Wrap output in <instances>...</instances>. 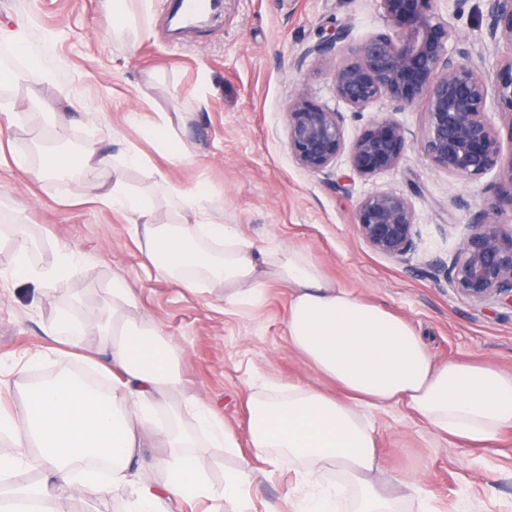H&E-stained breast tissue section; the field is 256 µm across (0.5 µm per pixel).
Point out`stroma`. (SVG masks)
Segmentation results:
<instances>
[{
    "instance_id": "obj_1",
    "label": "stroma",
    "mask_w": 512,
    "mask_h": 512,
    "mask_svg": "<svg viewBox=\"0 0 512 512\" xmlns=\"http://www.w3.org/2000/svg\"><path fill=\"white\" fill-rule=\"evenodd\" d=\"M166 4L152 0L151 28L129 47L113 38L99 0H0L1 26L33 19L30 51L38 52L45 31L58 35L53 51L37 59L36 73L0 94V217L27 226L37 264H55L65 248L81 258L80 274L45 298L8 277L13 255L0 248V407L20 411L22 388L37 374L83 367L77 352L56 349L43 327L62 309L82 322L95 318L116 275L134 288L138 316L159 325L175 347L186 390L237 434L241 454L206 451L214 485L250 457L247 400L264 383L338 391L289 347L284 286H270L261 305L225 312L223 289L189 291L150 276L123 214L89 201L82 179L40 180L15 168L16 154L41 163L36 133L21 114L42 100L71 113L55 131L59 143L93 138L110 154L135 143L168 180L210 191L220 221L258 244L301 248L326 278L408 320L435 361L471 359L512 372V308L474 306L447 277L460 238L499 185L497 172L465 179L435 167L420 149L424 100L401 111L385 99L348 111L336 96L332 67L307 54L335 29L351 27L358 38L382 29L379 0H224L220 16L180 43L169 38ZM437 6L486 71L512 52L484 42V0ZM45 71L54 74V86L42 83ZM300 91L343 112L349 141L374 118L399 122L411 141L400 165L364 175L343 155L327 175L298 167L284 112ZM159 111L194 115L185 133L191 154L182 162L159 153L146 132ZM379 191L406 196L414 210L417 236L406 259L374 252L354 226L360 200ZM367 416L383 467L417 478L436 512H512V429L489 453L429 429L402 407ZM251 465L261 475L250 489V512H289L292 463L282 462L270 478L262 475L264 461Z\"/></svg>"
}]
</instances>
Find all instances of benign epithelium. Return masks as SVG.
Returning <instances> with one entry per match:
<instances>
[{"instance_id": "7a95c632", "label": "benign epithelium", "mask_w": 512, "mask_h": 512, "mask_svg": "<svg viewBox=\"0 0 512 512\" xmlns=\"http://www.w3.org/2000/svg\"><path fill=\"white\" fill-rule=\"evenodd\" d=\"M437 0H380L384 27L365 38L345 27L308 54L321 63L345 43L344 59L334 68L336 96L354 112L386 98L403 110L426 100L425 131L420 142L426 157L450 175L473 178L498 172L500 185L485 198L473 224L448 264V284L476 305H512V224L498 220L512 212V55L490 73L459 46L462 39L436 10ZM488 43L512 47V0H486ZM508 117L507 137L490 116L491 107ZM288 151L314 174L330 170L348 153L355 170L370 174L398 167L409 147L405 129L392 119L371 122L346 144L343 113L296 94L285 112ZM355 227L375 252L394 260L410 254L416 235L415 214L407 197L381 191L364 197Z\"/></svg>"}]
</instances>
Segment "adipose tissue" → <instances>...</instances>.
Instances as JSON below:
<instances>
[{
    "mask_svg": "<svg viewBox=\"0 0 512 512\" xmlns=\"http://www.w3.org/2000/svg\"><path fill=\"white\" fill-rule=\"evenodd\" d=\"M101 6L114 19L113 37L145 33L150 0H102ZM46 156L36 169L24 156L15 165L41 179L82 177L93 199L125 215L157 277L191 290L223 288L228 309L262 303L269 284L287 287L289 346L342 390L335 397L315 387L269 384L249 398L250 448L268 464L298 465L294 512H402L408 501L417 512H434L415 480L382 468L367 409L403 405L434 431L482 447L512 428V373L480 362L434 361L409 321L327 280L304 250L261 247L237 225L212 220L210 193L173 185L135 146L112 157L92 140L75 150L51 148ZM131 169L148 171L155 191L131 189ZM163 200L169 214L161 222ZM6 237L13 253L9 275L40 293L80 269L73 251L54 267L34 264L23 225L9 226ZM101 308L99 345L87 359L111 373V388L63 373L29 384L21 412L0 410V433L17 449L15 456H0V512H71L54 490L59 482L85 494L130 487L127 512H171L176 498L217 499L224 512H247L254 471L237 468L215 486L196 451L202 444L236 452L235 433L183 391L174 347L158 325L138 321L125 278L113 277ZM187 413L203 438L184 428ZM147 436L162 453L145 468L137 450ZM23 466L37 468L40 482L15 484ZM330 472L335 481H325Z\"/></svg>",
    "mask_w": 512,
    "mask_h": 512,
    "instance_id": "ef3b65f1",
    "label": "adipose tissue"
}]
</instances>
